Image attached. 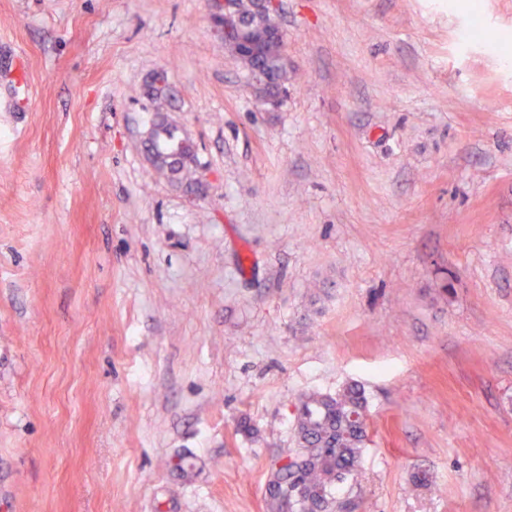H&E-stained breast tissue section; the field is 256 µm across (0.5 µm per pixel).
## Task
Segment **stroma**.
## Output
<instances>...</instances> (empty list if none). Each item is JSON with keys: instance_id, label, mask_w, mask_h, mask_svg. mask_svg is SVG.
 Returning a JSON list of instances; mask_svg holds the SVG:
<instances>
[{"instance_id": "1", "label": "stroma", "mask_w": 512, "mask_h": 512, "mask_svg": "<svg viewBox=\"0 0 512 512\" xmlns=\"http://www.w3.org/2000/svg\"><path fill=\"white\" fill-rule=\"evenodd\" d=\"M276 20L269 105L206 0H0V512H267L350 382L357 512H512V0ZM180 141L182 140L175 135L172 128L160 126L151 133L150 149L155 155L166 158L167 153L176 147Z\"/></svg>"}]
</instances>
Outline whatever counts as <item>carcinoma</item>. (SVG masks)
Masks as SVG:
<instances>
[{"label": "carcinoma", "instance_id": "1", "mask_svg": "<svg viewBox=\"0 0 512 512\" xmlns=\"http://www.w3.org/2000/svg\"><path fill=\"white\" fill-rule=\"evenodd\" d=\"M252 75L279 84L283 75L277 46L259 56H237ZM180 143L172 128L151 133L150 149L166 156ZM367 403L362 389L348 385L334 394L311 393L298 403L295 436L298 447L278 457L266 484L267 512H352V501L337 496L338 485L358 471L366 441Z\"/></svg>", "mask_w": 512, "mask_h": 512}]
</instances>
